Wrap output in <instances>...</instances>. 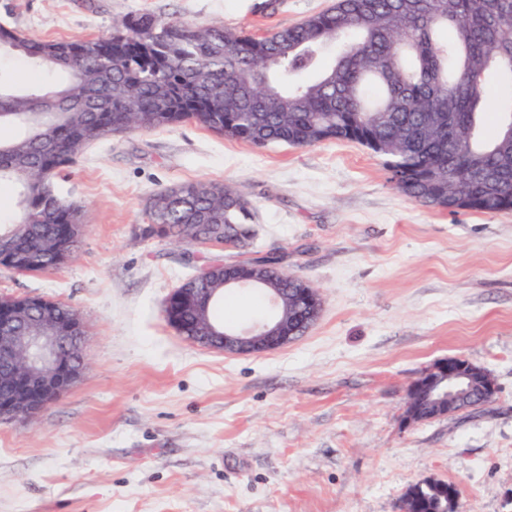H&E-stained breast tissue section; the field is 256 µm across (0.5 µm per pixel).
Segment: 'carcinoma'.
<instances>
[{
	"label": "carcinoma",
	"mask_w": 512,
	"mask_h": 512,
	"mask_svg": "<svg viewBox=\"0 0 512 512\" xmlns=\"http://www.w3.org/2000/svg\"><path fill=\"white\" fill-rule=\"evenodd\" d=\"M120 28L128 35L45 40L0 26V52L62 77L50 91L0 80V131L23 128L0 135V184L17 208L0 224L16 242L3 267L48 272L74 257L84 209L47 202L43 180L87 144L181 123L256 147L355 142L418 202L512 211V112L486 128L485 96L489 72L512 82V0H336L259 37L150 14ZM149 220L145 235L186 245L205 246L214 224L233 247L254 235L246 198L208 181L159 191ZM164 314L187 336L199 330L188 307ZM439 484L423 488L424 512H452Z\"/></svg>",
	"instance_id": "1"
}]
</instances>
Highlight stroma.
<instances>
[{"mask_svg":"<svg viewBox=\"0 0 512 512\" xmlns=\"http://www.w3.org/2000/svg\"><path fill=\"white\" fill-rule=\"evenodd\" d=\"M334 0H0V24L92 39L148 13L273 32ZM238 188L250 245L210 251L145 236L158 191ZM85 206L76 257L0 266V296L72 306L86 368L52 404L0 421V512H402L425 479L460 512H512V211L415 201L346 141L257 148L192 123L91 142L56 179ZM277 254L323 312L287 347L233 356L186 341L162 303L209 253ZM448 356L499 391L453 420L405 426L410 383Z\"/></svg>","mask_w":512,"mask_h":512,"instance_id":"35a3bbf8","label":"stroma"}]
</instances>
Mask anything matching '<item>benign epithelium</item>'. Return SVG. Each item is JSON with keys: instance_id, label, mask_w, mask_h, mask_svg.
<instances>
[{"instance_id": "obj_1", "label": "benign epithelium", "mask_w": 512, "mask_h": 512, "mask_svg": "<svg viewBox=\"0 0 512 512\" xmlns=\"http://www.w3.org/2000/svg\"><path fill=\"white\" fill-rule=\"evenodd\" d=\"M252 264L254 272L248 279L239 271V265L224 267V287H243L248 280L252 287L265 290L271 306L268 318L247 326L216 329L206 318V309L216 291L197 294L198 279L193 278L192 287L176 288L171 293L199 314L201 335L189 336L187 340L241 356L273 352L293 341L297 316L288 284L266 275V259H256ZM301 295L309 305L305 322L311 327L322 314L323 302L315 288H305ZM83 342L78 315L72 317V325L67 328L50 319L31 317L25 304L10 307L9 320L0 322V381L13 393L23 395L24 400L20 404L1 405L0 419L28 417L54 402L58 393L70 387L84 370ZM419 393L436 399L437 408L451 411L468 400L492 402L498 386L490 373L467 360L441 359L409 386L410 399L404 416L408 426L421 422L422 409L415 402Z\"/></svg>"}]
</instances>
